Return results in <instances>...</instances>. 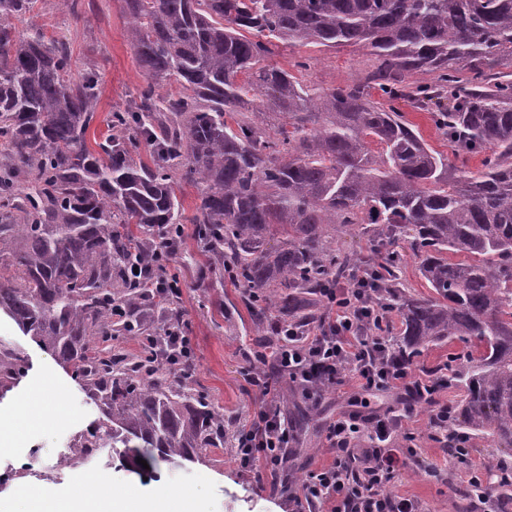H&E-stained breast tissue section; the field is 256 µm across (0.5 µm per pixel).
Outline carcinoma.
<instances>
[{
    "mask_svg": "<svg viewBox=\"0 0 512 512\" xmlns=\"http://www.w3.org/2000/svg\"><path fill=\"white\" fill-rule=\"evenodd\" d=\"M36 2L0 0V312L99 407L66 459L110 448L131 468L178 466L224 447V414L191 379L123 348L144 315L156 336L182 320L179 299L155 292L144 243L180 224L194 225L211 281L231 268L260 336L274 312L322 321L323 289L376 270L408 360L468 347L448 380L463 390L448 447L463 435L512 450V0H119L144 84L108 113L96 151L100 76L70 75ZM278 43L359 46L375 65L311 88L268 62ZM402 105L429 114L451 155ZM183 185L199 189L190 217ZM338 227L384 261L336 247ZM398 241L433 297L400 291ZM138 265L144 277L129 279ZM25 370L0 345V388ZM319 416L293 406L291 433Z\"/></svg>",
    "mask_w": 512,
    "mask_h": 512,
    "instance_id": "carcinoma-1",
    "label": "carcinoma"
}]
</instances>
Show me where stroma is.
Returning a JSON list of instances; mask_svg holds the SVG:
<instances>
[{"instance_id": "35a3bbf8", "label": "stroma", "mask_w": 512, "mask_h": 512, "mask_svg": "<svg viewBox=\"0 0 512 512\" xmlns=\"http://www.w3.org/2000/svg\"><path fill=\"white\" fill-rule=\"evenodd\" d=\"M85 3L84 16L76 19L59 12L54 0H38L36 22L47 36L67 41L73 76L90 69L101 75V118L113 107L130 101L143 75L130 44L128 23L120 15L116 0ZM302 60L307 61V69L299 68ZM273 61L305 83L324 87L353 82L374 64L368 51L354 46L281 49ZM100 118L89 128L87 144H94L104 132ZM203 264L194 240L189 239L172 261L169 272L183 285L180 305L198 356L195 386L224 414L223 448L215 451L210 462L182 467L158 463L156 477L149 481L142 474L116 462L106 463L102 458L94 460L88 470L107 479L115 490L133 487L145 498L185 492L190 496L193 512H293L295 505L288 491L272 484L269 473L243 469L236 458L237 435L262 403L249 376L265 344L253 332L251 310L241 288L229 280L222 287H211L209 280L201 276ZM0 343L21 352L27 366L24 376L0 395V420L20 417L26 409L36 414L34 420L22 424L11 450L0 453V471L26 464L33 472L47 475L48 480L40 489L56 499H69L80 478L55 472L54 465L68 452L76 436L97 421L98 408L71 372L3 314ZM458 398V391L441 389L436 406L412 412L405 422L422 465L402 471L390 490L416 498L423 512H449L458 494L468 486L469 473L449 464L451 450L436 423L440 405ZM406 399V393L400 390L364 395L353 376H346L340 386L324 395L321 421L307 431L306 437L314 442L316 453H295L292 464L307 474L331 461L325 423L337 414L349 410L382 413L403 408ZM39 488L21 482L0 487V512H29L30 497Z\"/></svg>"}]
</instances>
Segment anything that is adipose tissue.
<instances>
[{
	"label": "adipose tissue",
	"mask_w": 512,
	"mask_h": 512,
	"mask_svg": "<svg viewBox=\"0 0 512 512\" xmlns=\"http://www.w3.org/2000/svg\"><path fill=\"white\" fill-rule=\"evenodd\" d=\"M188 502L184 494L144 501L130 491L110 490L102 480L86 479L68 502H57L45 493L37 496L33 512H187Z\"/></svg>",
	"instance_id": "adipose-tissue-1"
}]
</instances>
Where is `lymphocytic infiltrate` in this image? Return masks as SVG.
Wrapping results in <instances>:
<instances>
[{
    "mask_svg": "<svg viewBox=\"0 0 512 512\" xmlns=\"http://www.w3.org/2000/svg\"><path fill=\"white\" fill-rule=\"evenodd\" d=\"M323 295L325 319L312 330L283 331L274 355L276 371L302 387L311 402H318L323 392L349 374L369 394L402 388L421 400L433 392V384L414 377L411 364L393 350L386 335L389 311L376 300L371 271H362L350 285L324 289ZM146 342L157 360L173 363L175 370L197 362L191 337L179 328H167ZM250 381L264 401L237 439L238 461L244 468L273 470L281 464V450L288 445V426L275 406L268 376L254 373ZM403 421V415L392 410L369 417L350 412L336 418L327 427L333 459L310 474L297 499L326 505L327 512H419L416 499L388 490L397 472L420 463L416 449L392 445ZM365 439L370 448L356 454L357 443Z\"/></svg>",
    "mask_w": 512,
    "mask_h": 512,
    "instance_id": "1",
    "label": "lymphocytic infiltrate"
}]
</instances>
